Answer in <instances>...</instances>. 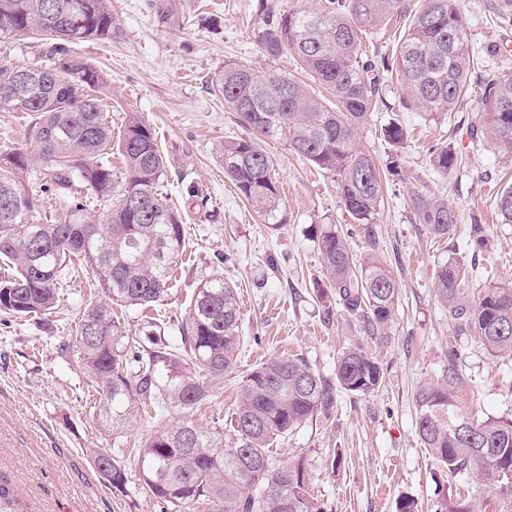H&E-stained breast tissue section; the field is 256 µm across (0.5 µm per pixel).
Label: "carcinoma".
<instances>
[{
  "mask_svg": "<svg viewBox=\"0 0 512 512\" xmlns=\"http://www.w3.org/2000/svg\"><path fill=\"white\" fill-rule=\"evenodd\" d=\"M400 0H323L317 12L266 4L254 38L270 58L293 56L332 98L323 102L286 74L258 76L226 63L210 80L214 94L237 114L247 135L224 142L220 161L240 194L266 224H281L277 180L261 146L281 139L315 168L334 176L344 210L355 224H373L383 199V174L357 142V131L383 102L386 85L404 89L402 107L437 118L472 90L483 105L473 130L512 158V72L472 79L474 60L465 49L467 22L458 0H424L411 14L403 40L390 57L371 59L362 50L369 32L398 11ZM53 11L80 22L59 35L46 23ZM0 32L34 34L63 42L110 41L119 34L112 0H0ZM51 64L37 66L15 84V67L0 66V88L15 86L0 111L32 117L24 147L0 153V314L14 318L55 309L65 276L89 270L103 294L80 309L73 336L60 346L95 391V424L116 439L148 414L149 406L189 411L205 403L213 384L233 370L242 343L237 291L222 276L194 289L179 326L181 345L171 350L157 332L128 336L112 305L149 308L170 295V280L186 245L180 214L157 186L164 157L151 127L136 112L118 136L106 112L107 78L97 67L66 56L60 46ZM56 132L46 144L40 133ZM398 150L405 132L396 121L381 129ZM124 166L112 170V152ZM434 169L448 173L458 163L451 141L431 148ZM84 185L103 205L102 222L87 220V201L71 192ZM40 190L68 196L52 224L35 219ZM419 223L435 236L457 223L448 203L416 193ZM503 223L512 224V187L496 198ZM325 269L321 296H336L365 331L384 336L398 306L399 288L376 248L354 254L340 231L328 225L318 239ZM474 268L460 259L434 269L435 295L457 330L470 333L490 353L512 354V281L490 283L469 296L461 288ZM332 384L302 358L273 356L243 377L229 427L200 426L190 418L161 425L136 449L141 489L174 512L207 506V512H321L309 492L304 457H278L277 443L301 423L329 414L335 388L369 395L382 384L377 358L360 345L341 351ZM418 437L443 475L471 467L488 480H512V421L476 418L458 404L452 386L425 384L415 396ZM94 468L112 491L123 493L128 472L117 459L123 449L91 448ZM0 512H24L0 479Z\"/></svg>",
  "mask_w": 512,
  "mask_h": 512,
  "instance_id": "cac0c4a2",
  "label": "carcinoma"
}]
</instances>
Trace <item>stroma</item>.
Returning <instances> with one entry per match:
<instances>
[{
	"mask_svg": "<svg viewBox=\"0 0 512 512\" xmlns=\"http://www.w3.org/2000/svg\"><path fill=\"white\" fill-rule=\"evenodd\" d=\"M266 3L314 11L321 0H113L118 37L68 46V57L106 74L113 130L129 112L140 113L155 130L166 162L160 190L185 224L186 249L168 300L150 309L117 305L113 311L129 334H141L153 322L174 344L200 280L220 275L236 285L244 341L235 369L190 413L204 426L231 414L244 374L269 357L304 358L331 381L339 349L358 342L373 350L384 373L379 389L369 395L338 391L330 415L303 422L278 445L282 459L305 457L310 494L322 512H396L403 496L416 498L421 512H437L446 496L467 501L474 512H512V493L475 472L438 486L437 464L415 426L416 390L445 381L453 349L459 353L453 387L463 409L512 419V355L490 354L473 336L458 333L433 284L435 265L451 257L512 280V224L502 223L495 208L498 192L512 184V159L490 144L472 146L470 127L482 113L477 97L465 96L435 120L403 111V91L395 84L357 135L379 167H395L386 176L375 224L353 223L332 178L285 141L270 139L262 147L276 173L286 222L263 223L224 176L218 149L245 131L223 98L211 93L209 79L228 61L261 76L303 78L291 55L266 57L254 40ZM461 9L469 47L495 50L500 67L512 70V10L500 0H461ZM50 51L45 41L0 35V65H40ZM393 118L407 136L395 159L381 136ZM446 140L455 142L461 165L442 175L434 171L429 149ZM193 186L200 197L190 196ZM430 191L459 217L448 236H433L415 216L412 193ZM476 222L484 225L489 244L474 253L464 242ZM328 224L354 252L377 247L397 276L400 304L384 339L369 336L342 306L326 308L316 296L315 284L324 278L317 239ZM93 281L88 272L64 280L54 313L0 316V475L25 512H169L137 484L123 494L112 491L90 462L89 448L111 447L112 438L98 430L88 387L60 347Z\"/></svg>",
	"mask_w": 512,
	"mask_h": 512,
	"instance_id": "1",
	"label": "stroma"
}]
</instances>
